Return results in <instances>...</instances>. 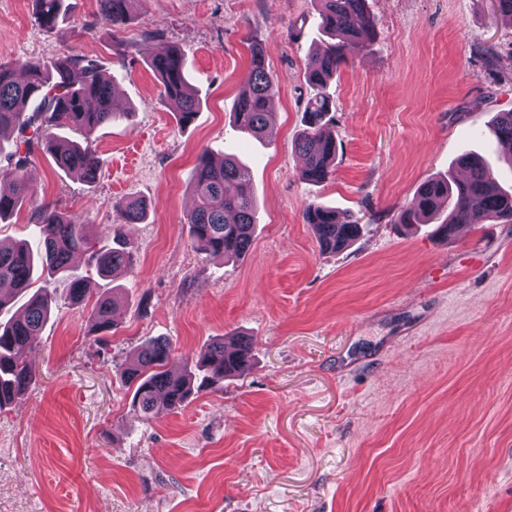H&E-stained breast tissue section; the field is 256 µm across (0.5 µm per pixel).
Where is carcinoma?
Instances as JSON below:
<instances>
[{"instance_id":"carcinoma-1","label":"carcinoma","mask_w":512,"mask_h":512,"mask_svg":"<svg viewBox=\"0 0 512 512\" xmlns=\"http://www.w3.org/2000/svg\"><path fill=\"white\" fill-rule=\"evenodd\" d=\"M99 21L109 32L126 23L133 0H97ZM318 5L321 30L337 38L315 54L308 64L306 81L310 97L304 108L305 128L296 148L305 159L301 178L322 183L330 175L336 157V140L330 128L329 113L333 99L329 81L339 68L362 49L374 35L367 16L366 0H314ZM37 21L53 30L65 15L64 0H37ZM188 62L176 47L151 59V68L163 86V96L177 122L191 124L200 109V98L187 82ZM112 77L106 75L98 61L83 55L67 56L46 62L29 58L13 67L0 66V146L9 135L16 136L11 162L0 170V180L8 181L11 192L0 193V220L11 216L31 194L27 169L35 153L50 154L56 167L64 173L77 174L92 184L100 168L98 156L88 147L52 134V130H77L85 135L112 123L119 113L112 109ZM276 93V81L265 65L264 55L251 49L249 75L231 112L235 126L260 138L272 121L269 101ZM495 136L512 159V110L499 113ZM458 165L468 171L463 180L429 178L419 187L400 215L402 224H426L442 205L448 215L437 225L435 234L452 236L460 224L495 222L512 224V192L492 185L485 175V162L475 154H465ZM195 208L187 219L194 248L207 256L240 257L252 244L256 219V198L247 169L234 157L219 163L202 151L192 181ZM125 224H138L146 210L137 201L120 203ZM303 220L317 233L323 252L347 248L359 235L355 221H341L336 210L320 203H310ZM92 225L79 224L60 212L43 209L35 224L36 243L18 241L0 244V284L10 289L0 291V313L17 299H25L24 314L0 319V406L13 402L29 387L35 366L29 353L46 323L51 304L61 294L80 302L87 294L85 278L72 266V257L90 248ZM112 247L90 254L98 271L117 278L132 263L126 250L124 224L107 228ZM54 280L55 290L32 284L42 276ZM114 302L97 300L94 322L97 330L109 332L115 325ZM252 343L244 338L231 342L216 339L200 351L194 367L180 375L168 369L173 348L162 339L148 340L137 356L122 370L126 384L134 387L133 407L145 416L159 409L176 412L190 396L213 389L224 380L241 375L250 361Z\"/></svg>"}]
</instances>
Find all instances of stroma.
Returning <instances> with one entry per match:
<instances>
[{
	"label": "stroma",
	"mask_w": 512,
	"mask_h": 512,
	"mask_svg": "<svg viewBox=\"0 0 512 512\" xmlns=\"http://www.w3.org/2000/svg\"><path fill=\"white\" fill-rule=\"evenodd\" d=\"M39 26L36 0H0V65L71 54L115 80L120 116L84 137L96 182L39 152L31 201L0 223L26 237L40 208L104 231L118 202L149 207L124 224L133 263L112 281L75 263L92 295L115 300L97 332L92 303L59 300L31 357L35 378L0 409V512H512V224L463 226L449 239L399 217L433 175L482 155L512 186L491 128L512 110V25L492 0H368L376 35L341 67L336 160L302 181L295 148L305 73L328 39L313 0H134L115 39L97 0H65ZM178 46L200 111L177 123L149 63ZM278 83L262 140L233 127L251 47ZM496 50L488 65L482 48ZM236 155L251 174L249 254L198 253L188 235L198 154ZM336 208L363 231L321 252L302 212ZM247 336L250 369L179 411L140 415L120 368L150 338L183 369L211 339Z\"/></svg>",
	"instance_id": "obj_1"
}]
</instances>
